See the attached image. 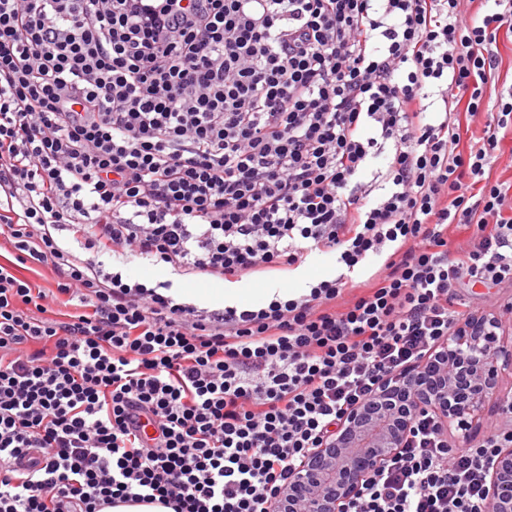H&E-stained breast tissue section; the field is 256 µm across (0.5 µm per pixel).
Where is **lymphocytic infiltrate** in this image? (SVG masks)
Returning a JSON list of instances; mask_svg holds the SVG:
<instances>
[{
	"label": "lymphocytic infiltrate",
	"instance_id": "obj_1",
	"mask_svg": "<svg viewBox=\"0 0 512 512\" xmlns=\"http://www.w3.org/2000/svg\"><path fill=\"white\" fill-rule=\"evenodd\" d=\"M503 33L512 0H0V512H275L474 317L463 282L512 283ZM314 251L343 273L243 310L106 264L209 282ZM510 447L419 416L345 512H489ZM499 53L502 58V64L499 68L500 78L495 85H488L486 89V96H490L491 94L493 99L503 85L508 87L510 83L512 84V37L511 41L510 37L509 39L503 37V39L500 40Z\"/></svg>",
	"mask_w": 512,
	"mask_h": 512
}]
</instances>
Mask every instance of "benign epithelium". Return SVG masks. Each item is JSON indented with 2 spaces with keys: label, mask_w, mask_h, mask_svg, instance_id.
I'll use <instances>...</instances> for the list:
<instances>
[{
  "label": "benign epithelium",
  "mask_w": 512,
  "mask_h": 512,
  "mask_svg": "<svg viewBox=\"0 0 512 512\" xmlns=\"http://www.w3.org/2000/svg\"><path fill=\"white\" fill-rule=\"evenodd\" d=\"M500 329L498 317L476 316L423 362L379 381L368 400L345 414L336 435L307 456L277 512H295L299 503L305 512H341L362 478L398 453L420 415L435 416L445 429H472L499 397L502 372L512 370V342ZM487 494L492 512H512V447L498 449Z\"/></svg>",
  "instance_id": "obj_1"
}]
</instances>
